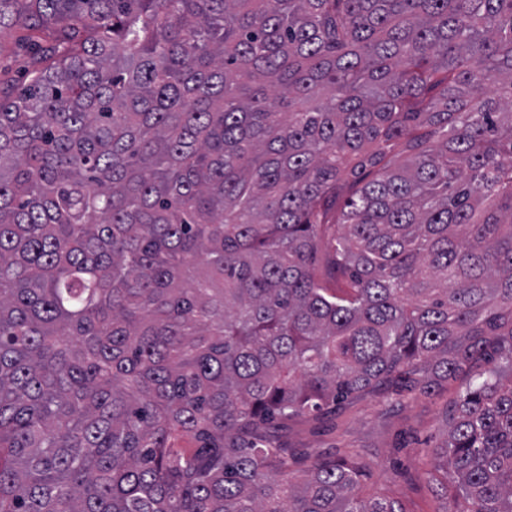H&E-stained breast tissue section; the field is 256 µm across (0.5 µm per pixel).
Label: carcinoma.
I'll return each mask as SVG.
<instances>
[{
	"instance_id": "1",
	"label": "carcinoma",
	"mask_w": 512,
	"mask_h": 512,
	"mask_svg": "<svg viewBox=\"0 0 512 512\" xmlns=\"http://www.w3.org/2000/svg\"><path fill=\"white\" fill-rule=\"evenodd\" d=\"M16 24L0 512H407L268 426L463 371L427 481L512 512V0H0Z\"/></svg>"
}]
</instances>
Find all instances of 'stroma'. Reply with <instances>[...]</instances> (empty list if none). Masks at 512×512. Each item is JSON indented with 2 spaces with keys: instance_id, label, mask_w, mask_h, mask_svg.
Segmentation results:
<instances>
[{
  "instance_id": "35a3bbf8",
  "label": "stroma",
  "mask_w": 512,
  "mask_h": 512,
  "mask_svg": "<svg viewBox=\"0 0 512 512\" xmlns=\"http://www.w3.org/2000/svg\"><path fill=\"white\" fill-rule=\"evenodd\" d=\"M446 402L443 395L413 400L394 396L384 402L366 396L338 412L301 417L269 433L292 448L302 468L318 454L361 452L372 473L368 492L391 490L407 512H444L447 500L428 483L429 462L420 451L443 441Z\"/></svg>"
}]
</instances>
